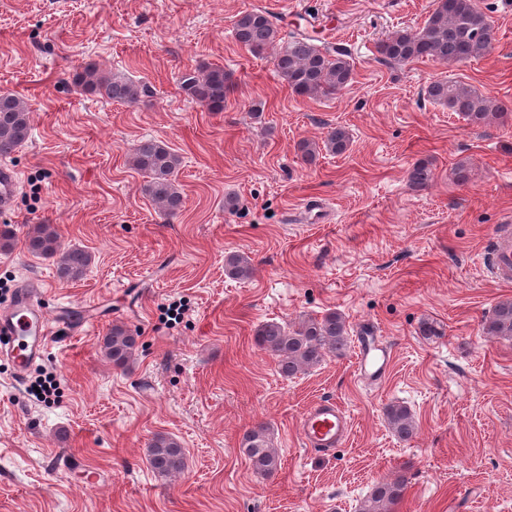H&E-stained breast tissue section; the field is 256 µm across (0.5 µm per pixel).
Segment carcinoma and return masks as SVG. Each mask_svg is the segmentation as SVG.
Listing matches in <instances>:
<instances>
[{"label":"carcinoma","instance_id":"obj_1","mask_svg":"<svg viewBox=\"0 0 512 512\" xmlns=\"http://www.w3.org/2000/svg\"><path fill=\"white\" fill-rule=\"evenodd\" d=\"M279 19L265 9L245 11L234 22L236 41L255 55H261L279 41ZM494 28L478 0H436L425 25L418 30H397L376 46L380 60L406 65L419 59L439 63H464L488 54L493 48ZM279 76L296 94L318 98L336 95L353 79V66L342 51L334 55L320 52L308 33L290 36L279 47L275 57ZM74 82L85 92L98 94L109 100L135 103L145 94L143 85L114 74H99L89 64L74 75ZM182 88L199 105L210 112L224 111V102L230 90L224 69L205 67L183 77ZM427 97L448 110L457 112L470 125L486 126L502 115L492 101L458 81L434 80L426 88ZM30 132L28 108L13 94H0V157L14 154L28 139ZM349 145L345 128H330L323 149L333 155L344 153ZM133 166L149 175L148 193L161 215L170 218L183 208L184 197L173 179L180 164L178 155L166 146L144 141L134 146ZM411 184L425 187L433 180V172L423 164H416L409 173ZM27 250L38 256L56 259L61 277L78 279L89 264L88 253L81 249L66 252L58 250V231L51 224H36L27 234ZM226 273L245 279L251 273L249 260L239 254L224 259ZM483 331L495 339H512V299L500 301L484 322ZM258 346L273 357L279 372L292 377L322 363L330 356L344 354L349 346L348 329L344 316L329 312L320 318L309 317L295 328H285L277 322H267L256 332ZM137 337L122 325L112 326L103 338L105 357L117 367L127 365L134 356ZM392 431L402 440L410 439L415 430L411 411L400 404L386 410ZM241 449L258 474L272 475L281 464L280 456L272 446L270 428L259 423L248 430ZM151 469L160 477L181 472L185 467L184 451L170 436L157 435L147 446ZM407 479L377 482L361 504L359 512H391L405 494Z\"/></svg>","mask_w":512,"mask_h":512}]
</instances>
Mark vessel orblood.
Here are the masks:
<instances>
[{"instance_id": "vessel-or-blood-1", "label": "vessel or blood", "mask_w": 512, "mask_h": 512, "mask_svg": "<svg viewBox=\"0 0 512 512\" xmlns=\"http://www.w3.org/2000/svg\"><path fill=\"white\" fill-rule=\"evenodd\" d=\"M18 188L12 167H0V211L9 212ZM490 276L499 282H512V224L499 225L484 256ZM43 282L33 279L17 288L7 311L0 313V350L9 357L16 377L44 357L51 336L63 329V319H49L38 305ZM392 352L381 345L372 325L360 328L356 338V372L366 382H383L389 372ZM351 431L349 415L333 399L311 404L299 420V434L306 447L331 449L343 445Z\"/></svg>"}]
</instances>
